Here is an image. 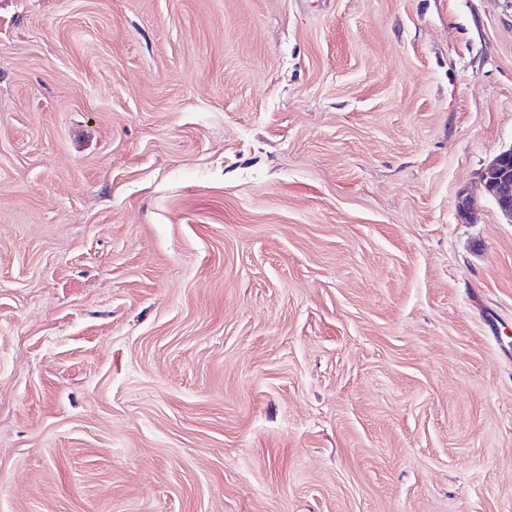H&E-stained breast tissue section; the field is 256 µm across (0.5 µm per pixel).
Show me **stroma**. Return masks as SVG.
Listing matches in <instances>:
<instances>
[{
	"label": "stroma",
	"mask_w": 512,
	"mask_h": 512,
	"mask_svg": "<svg viewBox=\"0 0 512 512\" xmlns=\"http://www.w3.org/2000/svg\"><path fill=\"white\" fill-rule=\"evenodd\" d=\"M510 148L512 0H0V512H512ZM484 189L499 212L512 222V148L497 155L482 175Z\"/></svg>",
	"instance_id": "stroma-1"
}]
</instances>
